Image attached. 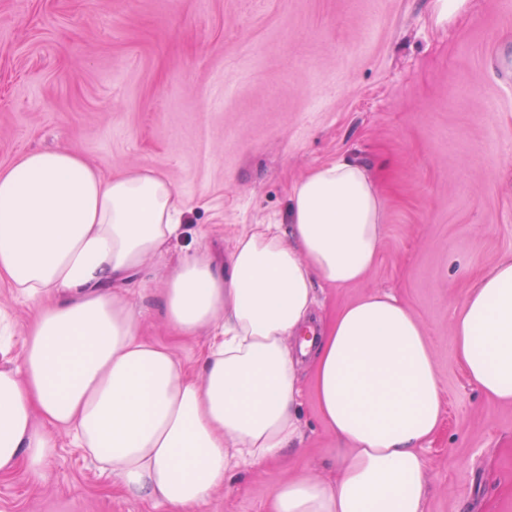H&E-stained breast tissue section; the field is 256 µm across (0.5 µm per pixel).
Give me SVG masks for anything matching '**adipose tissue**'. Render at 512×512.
I'll use <instances>...</instances> for the list:
<instances>
[{"mask_svg": "<svg viewBox=\"0 0 512 512\" xmlns=\"http://www.w3.org/2000/svg\"><path fill=\"white\" fill-rule=\"evenodd\" d=\"M189 205L156 171L107 177L68 149L0 168V284L33 305L17 364L0 368V474L39 478L62 432L129 494L204 512L235 469L300 448L309 381L342 447L330 475L281 482L272 512H425L420 449L443 405L422 323L378 291L314 313L317 287L376 263L383 201L368 168L314 167L287 223L234 234L223 262L200 250L169 268L166 323L208 338L193 367L139 335L125 289L179 241ZM453 330L468 379L512 403V254L471 283Z\"/></svg>", "mask_w": 512, "mask_h": 512, "instance_id": "ef3b65f1", "label": "adipose tissue"}]
</instances>
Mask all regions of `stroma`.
Here are the masks:
<instances>
[{"label":"stroma","mask_w":512,"mask_h":512,"mask_svg":"<svg viewBox=\"0 0 512 512\" xmlns=\"http://www.w3.org/2000/svg\"><path fill=\"white\" fill-rule=\"evenodd\" d=\"M67 148L102 173L147 167L195 207L176 250L223 260L248 224L288 221L291 188L348 156L383 199L375 266L318 289L317 318L372 291L423 324L444 425L424 444L426 512H512V404L483 394L455 353L452 314L472 279L512 254V8L467 0L436 25L431 0H0V167ZM160 282L132 290L141 335L194 364ZM16 364L31 307L0 288ZM298 452L236 470L207 512H271L277 486L325 474L337 442L312 387ZM0 512H165L125 492L58 436L40 480L0 475Z\"/></svg>","instance_id":"stroma-1"}]
</instances>
